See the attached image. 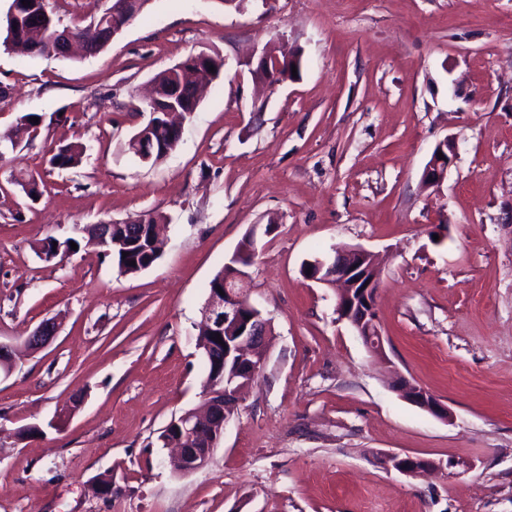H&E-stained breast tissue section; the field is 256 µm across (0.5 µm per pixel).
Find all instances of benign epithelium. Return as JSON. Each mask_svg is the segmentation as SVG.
I'll list each match as a JSON object with an SVG mask.
<instances>
[{"label": "benign epithelium", "instance_id": "1", "mask_svg": "<svg viewBox=\"0 0 512 512\" xmlns=\"http://www.w3.org/2000/svg\"><path fill=\"white\" fill-rule=\"evenodd\" d=\"M137 8V0H108V6L102 16L112 19V37H117L131 23L130 15ZM188 64L214 67L222 71V61L206 52L192 55ZM300 66L293 55L281 61L279 56L269 49H263L252 57L247 66L252 79L269 83L274 80L283 82L291 78V72H283L285 67ZM444 158H438V154ZM456 159V146L450 139L438 143L423 171V180L432 184L442 183L448 169ZM377 256L361 247L332 249V253L312 261L313 272L310 279L318 283L335 282L341 286L336 311L339 318L346 321L374 354H383V340L376 318V299L379 281L375 275L374 262ZM251 277L247 273H238L236 277L220 283V289H212L202 308L201 325L210 333L206 343L204 357L214 364V371L221 370L226 359L225 347L216 341V334H224L228 324L241 321V309L246 305L256 308L250 299ZM59 324L53 320L41 322L29 336L28 346L33 350L46 347L57 335ZM270 331V321L262 314L253 315L246 323V338L241 345L242 359L252 357V361L261 365L265 361V346ZM395 390L411 404L424 409L440 419H448V408L439 402L425 388L400 377L395 382ZM241 390L224 386V398L217 400L212 387L204 393V410H193L177 422V434L169 436L165 445L173 447L169 466H178L182 473H192L206 466L222 440L227 425L238 413ZM379 464L385 469H394L406 476L419 477L440 467L430 459L402 456L397 453H384Z\"/></svg>", "mask_w": 512, "mask_h": 512}]
</instances>
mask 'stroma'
<instances>
[{
    "label": "stroma",
    "instance_id": "stroma-1",
    "mask_svg": "<svg viewBox=\"0 0 512 512\" xmlns=\"http://www.w3.org/2000/svg\"><path fill=\"white\" fill-rule=\"evenodd\" d=\"M272 44L299 50V73L255 85L245 61ZM200 51L220 76L177 148L140 161L125 144L144 89ZM28 113L38 136L0 149V338L19 346L0 376V512H512V0H150L93 57L0 47V134ZM446 138L457 158L424 186ZM70 142L81 164L51 168ZM147 213L168 225L139 274L94 245L35 252ZM271 219L249 269L264 368L210 463L173 474L159 435L201 401L208 284ZM337 246L382 259L384 357L301 272ZM51 317L53 342L23 349ZM398 374L447 418L395 392ZM385 452L447 468L411 478Z\"/></svg>",
    "mask_w": 512,
    "mask_h": 512
}]
</instances>
